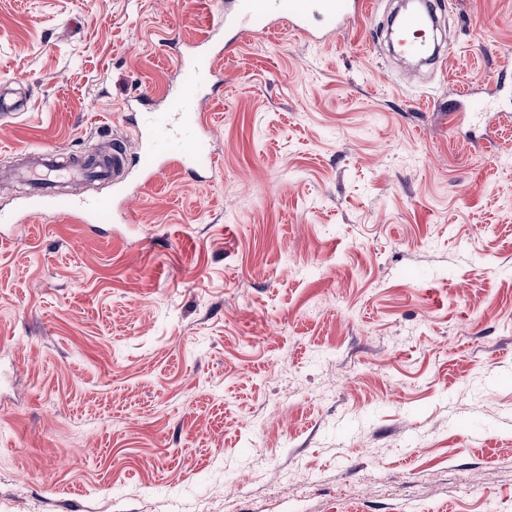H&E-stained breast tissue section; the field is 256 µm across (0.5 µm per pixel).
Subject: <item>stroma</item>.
<instances>
[{"label":"stroma","instance_id":"1","mask_svg":"<svg viewBox=\"0 0 512 512\" xmlns=\"http://www.w3.org/2000/svg\"><path fill=\"white\" fill-rule=\"evenodd\" d=\"M256 34L216 167L0 242V512H512V0H437V72ZM224 0H0V149L128 138ZM487 124L451 128L460 86Z\"/></svg>","mask_w":512,"mask_h":512}]
</instances>
